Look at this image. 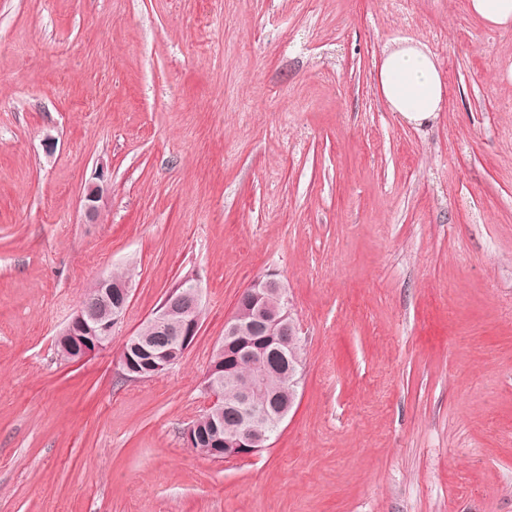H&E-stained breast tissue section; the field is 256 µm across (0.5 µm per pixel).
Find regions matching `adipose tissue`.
<instances>
[{
  "instance_id": "obj_1",
  "label": "adipose tissue",
  "mask_w": 512,
  "mask_h": 512,
  "mask_svg": "<svg viewBox=\"0 0 512 512\" xmlns=\"http://www.w3.org/2000/svg\"><path fill=\"white\" fill-rule=\"evenodd\" d=\"M378 83L389 110L407 123H430L442 110L443 77L424 45L404 39L386 47Z\"/></svg>"
}]
</instances>
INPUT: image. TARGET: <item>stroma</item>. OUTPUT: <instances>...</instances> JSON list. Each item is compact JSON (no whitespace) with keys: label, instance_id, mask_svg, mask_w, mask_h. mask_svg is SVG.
Instances as JSON below:
<instances>
[{"label":"stroma","instance_id":"stroma-1","mask_svg":"<svg viewBox=\"0 0 512 512\" xmlns=\"http://www.w3.org/2000/svg\"><path fill=\"white\" fill-rule=\"evenodd\" d=\"M403 39L445 82L420 127L378 87ZM511 65L467 0H0V512H512ZM125 271L108 348L61 359L86 286ZM270 273L295 403L270 447L200 456L209 360ZM187 277L199 336L125 379ZM98 182L91 183L83 193V210L86 224H94L99 211V201L108 184L107 171L102 165L97 174ZM182 288H191L189 293L181 291ZM176 305H182L188 318L183 325L174 331L162 332L164 320L169 311ZM204 307L203 291L200 285L194 281L184 280L169 289L160 305L139 326L138 330L130 336L133 346L150 345L151 336H155L158 343H166L169 336H174L173 343L177 344L182 356H185L189 348L199 335L201 320L198 310ZM162 336H159V335ZM128 339V340H129Z\"/></svg>","mask_w":512,"mask_h":512}]
</instances>
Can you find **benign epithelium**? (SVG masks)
I'll return each mask as SVG.
<instances>
[{
    "label": "benign epithelium",
    "mask_w": 512,
    "mask_h": 512,
    "mask_svg": "<svg viewBox=\"0 0 512 512\" xmlns=\"http://www.w3.org/2000/svg\"><path fill=\"white\" fill-rule=\"evenodd\" d=\"M108 184L107 171L101 167L98 170L97 182L87 186L83 193V210L85 223H95L99 201ZM102 295L95 305L79 304L71 319L60 332L62 336H75L79 344V360L96 354L107 347L112 340V331L124 319L131 303L130 284L119 288V300L112 301V278L99 279ZM277 294L283 301L279 305L267 302V296ZM246 297L245 308L250 313L245 321L238 314L224 323V354L225 358H244L255 360L260 356V350L246 341L248 336H270L273 341L288 350L291 360L296 367L289 374H298L297 367L303 366L299 350L302 348L299 327L294 316L285 286L271 273L264 279L253 281L248 289L243 291ZM176 305L183 306L187 319L183 325L174 331H162L164 320L169 311ZM204 307L203 291L194 281H183L169 289L160 305L139 326L130 337L132 345H149L151 337L167 335L173 337L180 353L186 354L199 335L201 320L198 310ZM209 381L206 384L209 392L208 407L219 409L224 403V391L221 383L224 376L206 372ZM259 382L252 383L244 393L240 403V412L244 417L246 428L238 434H232L224 439L213 441L212 453L215 457H241L252 455L269 447V436L265 429L268 416L258 409L252 400V391L257 389Z\"/></svg>",
    "instance_id": "1"
}]
</instances>
